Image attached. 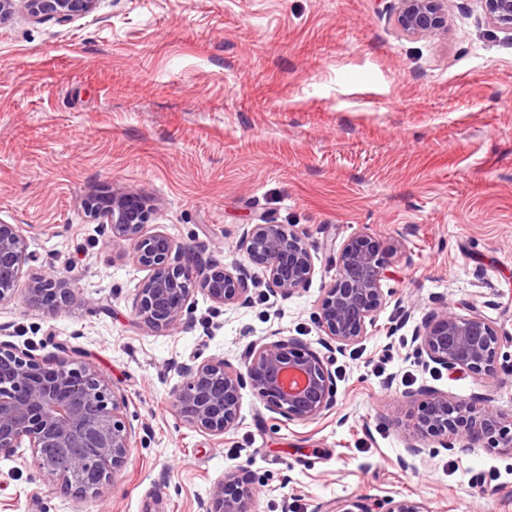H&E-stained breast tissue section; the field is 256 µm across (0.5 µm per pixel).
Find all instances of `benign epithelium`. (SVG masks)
<instances>
[{
    "instance_id": "7a95c632",
    "label": "benign epithelium",
    "mask_w": 512,
    "mask_h": 512,
    "mask_svg": "<svg viewBox=\"0 0 512 512\" xmlns=\"http://www.w3.org/2000/svg\"><path fill=\"white\" fill-rule=\"evenodd\" d=\"M97 0H24L35 15L70 20L92 12ZM399 29L411 37L448 34V0H392ZM487 19L512 32V0H480ZM82 207L97 224L109 225L112 241L147 271L134 298L140 324L150 332H171L184 324L195 291L222 306L249 302L253 281L248 266L264 268L267 292L283 300L308 287L315 274V245L293 225L250 224L238 249L243 262L228 270L203 261L167 234L149 232L152 210L131 193L88 196ZM401 244L389 247L360 232L347 238L334 256L336 274L322 290L313 313L322 346L344 352L368 336L387 304L383 282ZM39 258L27 252L16 224H0V305L15 300L23 268ZM75 291L69 278L49 267L27 284L26 300L50 315L70 307ZM419 351L450 373L488 381L499 376L500 332L477 310L459 314L443 304L431 309L413 330ZM181 382L171 390L180 420L211 436L233 429L240 398L248 386L266 410L288 421L307 422L335 404L331 372L315 351L275 330L251 342L235 368L221 357L177 365ZM412 437L440 448L512 449V426L492 399L453 400L431 389L406 393ZM127 399L99 373L68 357H37L0 342V455L30 450V464L53 490L74 497L99 496L126 463L134 429L125 422ZM252 490L238 472H224L203 503L204 512H252Z\"/></svg>"
}]
</instances>
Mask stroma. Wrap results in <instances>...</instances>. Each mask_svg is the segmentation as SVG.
Wrapping results in <instances>:
<instances>
[{
  "instance_id": "stroma-1",
  "label": "stroma",
  "mask_w": 512,
  "mask_h": 512,
  "mask_svg": "<svg viewBox=\"0 0 512 512\" xmlns=\"http://www.w3.org/2000/svg\"><path fill=\"white\" fill-rule=\"evenodd\" d=\"M442 39L409 38L390 0H97L88 15L0 21V221L73 280L58 315L0 305V341L68 356L128 397V462L101 495L50 489L0 456V512H201L237 470L254 512H512V450L424 444L407 458L406 392L427 387L512 412V33L479 0H448ZM122 190L152 229L233 268L246 225L293 224L315 275L288 300L258 286L244 306L195 291L183 327L155 334L133 302L145 273L86 216ZM358 231L402 249L365 341L329 357L336 404L301 423L243 389L238 425L183 424L173 362L220 356L281 330L321 351L312 312L335 248ZM478 309L502 334L498 383L449 374L412 343L438 302Z\"/></svg>"
}]
</instances>
